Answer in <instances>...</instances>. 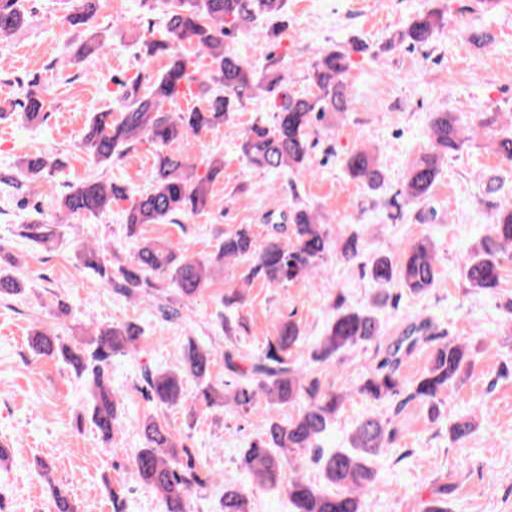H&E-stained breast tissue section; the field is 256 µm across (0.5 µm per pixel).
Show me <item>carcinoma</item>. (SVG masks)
<instances>
[{
  "mask_svg": "<svg viewBox=\"0 0 512 512\" xmlns=\"http://www.w3.org/2000/svg\"><path fill=\"white\" fill-rule=\"evenodd\" d=\"M72 22L86 27L88 35L80 44L76 58L104 54L107 37L89 26L97 11V0H77ZM147 11H163L164 36L146 41L140 53L145 59L165 58L162 70L147 78L137 74L123 83L119 96L121 112L93 113L82 140V148L99 168L127 153L136 142L148 140L155 146L151 188L132 200L124 210L127 238L133 251L117 268L100 262V247L84 244L76 252L79 264L112 284V290L135 298L154 290L159 313L172 319L179 315L175 304L195 299L213 282V272L226 264H249L242 284L255 279L279 287L311 278L320 261L331 250L344 262H355L362 252L357 235L332 241L318 215L295 209L289 224L273 225L274 235L261 248L255 244L251 226L241 224L219 237L214 251L197 259L181 248L141 237L146 224H181L204 212L210 201L211 185L224 177V161L211 159L206 174L199 175L187 166L173 146L187 147L203 130L226 123L231 113L263 95L274 104V121L268 126L253 125L241 134L240 151L248 164L266 171H311L312 143L309 132L326 115L344 112L348 106V86L344 81L350 68V51L363 52L366 45L355 42L352 50L339 46L325 50L311 66L309 91L294 93L288 84V71L278 64L262 75L250 68L225 46V40L239 29L264 16L282 18L288 0H141ZM447 25L443 12L422 10L398 33V41L412 46L428 43ZM28 26V15L20 0H0V49L7 46ZM197 85L202 103L179 112L176 104L184 90ZM46 99L33 82L24 86L22 115L29 123L44 118ZM478 123L464 129L452 112H435L429 120L430 149L408 169L402 190L393 207L424 201L430 194L445 159L460 151L481 130L499 122L501 113L480 112ZM347 174L371 191L379 189L383 171L376 154L361 148L344 160ZM57 163L42 153L19 159L15 174H0V191L14 194L28 191L30 184L50 175ZM126 190L93 176L67 186L57 200L55 224H25L20 236L35 246L52 250L63 237V221L74 216L100 217L112 210V203L126 200ZM512 248V204L496 207L486 234L470 250L464 263V279L471 288L490 290L499 286L501 256ZM435 244L428 237L406 245L395 254L378 253L366 266L365 274L379 287L395 284L412 295L431 291L438 278ZM24 293L20 279L0 266V298ZM143 338L133 320L112 321L95 327L81 342H66L60 336L35 328L31 347L39 355L57 358L72 367L90 395V420L104 440L112 441L120 422L122 399L112 387V360L135 352ZM381 325L368 309L337 304L336 318L313 345H308L299 324L286 320L276 326L274 339L264 351L250 359L246 367L237 362L239 353L224 348V371L231 380L223 390L210 382L212 352L190 339L184 347L179 370L171 373L146 371L143 381L147 398L159 406L179 403L183 381L196 382L204 404L221 408L224 399L237 412L248 414L267 410L262 434L241 453L240 463L247 484L224 490L223 512H249V495L255 487L284 485L292 512H363V495L370 489L375 474L370 458L386 450L389 433L378 419L359 423L354 451H336L323 463L328 484L326 492L302 471L309 450L343 407L344 395L324 390L316 379H307L308 369L292 359L301 348H310L312 360L328 363L357 345L379 344ZM423 343L434 344L426 370L405 391L399 368L403 359ZM473 364L468 344L439 340L431 323L412 322L387 349L386 356L368 373L360 393L375 401L407 394L431 408L449 386L463 379ZM299 404L294 416L280 420L274 411ZM143 448L135 458L134 476L161 494L166 512H189V497L199 476L188 449L175 444L169 427L155 415L139 420ZM473 432V422L461 419L451 428L452 439L464 443ZM291 470L288 483L283 473Z\"/></svg>",
  "mask_w": 512,
  "mask_h": 512,
  "instance_id": "carcinoma-1",
  "label": "carcinoma"
}]
</instances>
